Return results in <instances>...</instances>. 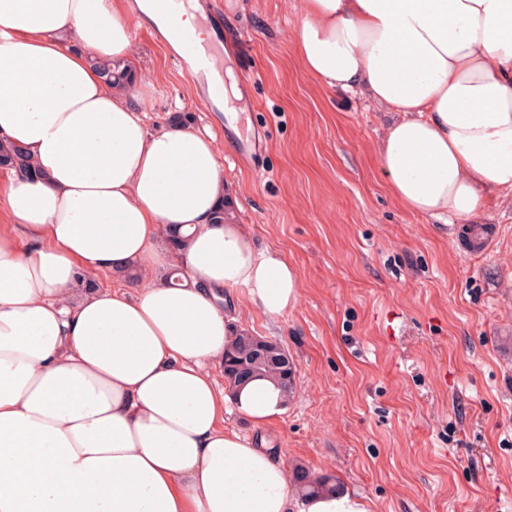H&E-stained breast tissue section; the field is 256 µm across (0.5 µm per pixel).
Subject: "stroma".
I'll list each match as a JSON object with an SVG mask.
<instances>
[{"label": "stroma", "mask_w": 512, "mask_h": 512, "mask_svg": "<svg viewBox=\"0 0 512 512\" xmlns=\"http://www.w3.org/2000/svg\"><path fill=\"white\" fill-rule=\"evenodd\" d=\"M222 2L212 30L231 50L236 122L149 21L131 63L151 127L174 112L210 127L238 223L300 274L277 322L238 303L241 326L294 362L286 410L225 426L272 441L287 467L336 475L368 512H512V199L480 216V249L466 225L401 208L377 153L389 110L303 71L299 0ZM256 136L242 160L240 139Z\"/></svg>", "instance_id": "obj_1"}]
</instances>
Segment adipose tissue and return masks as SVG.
<instances>
[{
  "mask_svg": "<svg viewBox=\"0 0 512 512\" xmlns=\"http://www.w3.org/2000/svg\"><path fill=\"white\" fill-rule=\"evenodd\" d=\"M141 16L164 22L158 0H0V141L43 174L0 182V512H367L298 500L275 448L224 427L229 405L257 426L284 411L272 380L212 373L231 291L276 320L301 279L215 223V135L150 128L103 79ZM295 49L393 112L379 158L404 209L466 222L512 197V0H301Z\"/></svg>",
  "mask_w": 512,
  "mask_h": 512,
  "instance_id": "ef3b65f1",
  "label": "adipose tissue"
}]
</instances>
